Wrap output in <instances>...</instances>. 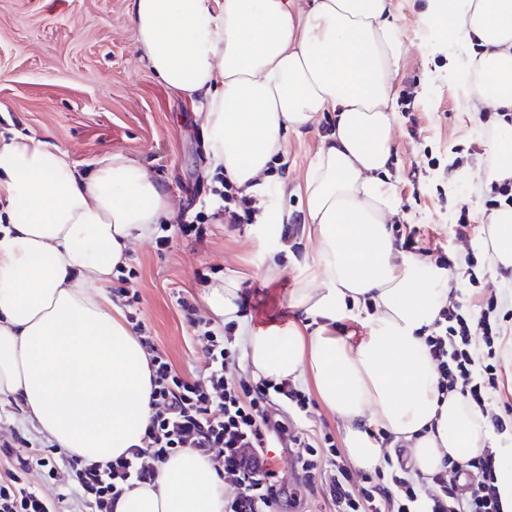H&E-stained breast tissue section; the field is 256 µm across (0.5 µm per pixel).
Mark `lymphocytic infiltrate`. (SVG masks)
I'll use <instances>...</instances> for the list:
<instances>
[{"mask_svg": "<svg viewBox=\"0 0 512 512\" xmlns=\"http://www.w3.org/2000/svg\"><path fill=\"white\" fill-rule=\"evenodd\" d=\"M217 196L212 219L253 223L257 210L242 188L225 180ZM138 275L137 266L118 265L114 276L120 286L113 289L112 301L123 310L148 360L151 415L139 444L107 462H90L13 426L9 437L0 438V512H58L55 500L39 488L49 481L64 487L71 512H114L130 490L157 486L163 465L186 450L205 459L218 475L232 477L237 491L225 498V512H274L284 489L269 456L273 448L292 455L299 484L322 493L332 512H417L422 502L426 512H499L498 460L488 448L463 468L446 461L426 481L392 462L354 481L332 436L316 440L282 418L286 406L308 413L312 401L302 386L289 378L276 382L241 372L235 322L219 325L205 319L183 292L176 303L202 346L204 361L196 377H181L140 319L139 294L126 287ZM498 307L493 295L475 310L449 298L424 342L439 392L459 395L490 428L502 432L506 419L486 405L487 391L497 379L500 328L493 314ZM477 330L487 357L479 375L473 371L471 349Z\"/></svg>", "mask_w": 512, "mask_h": 512, "instance_id": "1", "label": "lymphocytic infiltrate"}]
</instances>
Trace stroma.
Wrapping results in <instances>:
<instances>
[{"label":"stroma","mask_w":512,"mask_h":512,"mask_svg":"<svg viewBox=\"0 0 512 512\" xmlns=\"http://www.w3.org/2000/svg\"><path fill=\"white\" fill-rule=\"evenodd\" d=\"M403 57L395 88L398 124L390 180L409 223L425 228L427 241L456 251L452 213L468 204L475 224L468 245L491 286L512 302V287L484 245L483 199L489 191L480 173L492 161L490 129L478 113L466 111L463 91L473 45L457 38L447 23L430 14V0H395ZM134 0H0V133L49 136L64 145L78 171L103 158L125 156L141 165L170 203L173 215L210 214L203 121L196 106L180 99L152 73L138 43ZM416 135H409V127ZM326 135L311 124L287 135L267 199L272 213L305 211L306 180ZM425 167L418 183L407 174ZM205 241L177 238L171 251L157 254L152 238L134 240L130 251L140 275L137 291L142 319L158 348L182 376L203 362L202 347L182 323L176 294L195 297L209 316L205 294L212 284L236 278L245 314L236 336L284 331L302 325L293 297L314 254L303 237L301 253L280 239L274 222L211 223ZM279 479L298 506L277 512H329L322 494L296 483L288 454L278 456Z\"/></svg>","instance_id":"obj_1"}]
</instances>
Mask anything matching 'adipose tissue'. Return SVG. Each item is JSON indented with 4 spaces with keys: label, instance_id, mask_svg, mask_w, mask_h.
<instances>
[{
    "label": "adipose tissue",
    "instance_id": "1",
    "mask_svg": "<svg viewBox=\"0 0 512 512\" xmlns=\"http://www.w3.org/2000/svg\"><path fill=\"white\" fill-rule=\"evenodd\" d=\"M432 12L480 46L469 111L512 112V0H432ZM133 21L155 76L199 97L213 168L257 197L285 132L335 115L308 178L313 267L294 296L315 329L248 337L255 373L312 374L359 469L395 452L425 478L446 459L466 463L490 433L459 396L439 398L424 344L456 276L400 250L387 228L400 207L389 182L402 58L394 0H312L299 12L288 0H135ZM0 203V395L20 396L60 447L108 461L139 443L151 411L147 356L112 302V270L169 202L126 157L87 177L61 143L33 135L0 143ZM485 222L497 265L512 268V209ZM362 313L367 336L337 335ZM371 426L391 435L388 447ZM225 492L186 451L114 512H224Z\"/></svg>",
    "mask_w": 512,
    "mask_h": 512
}]
</instances>
